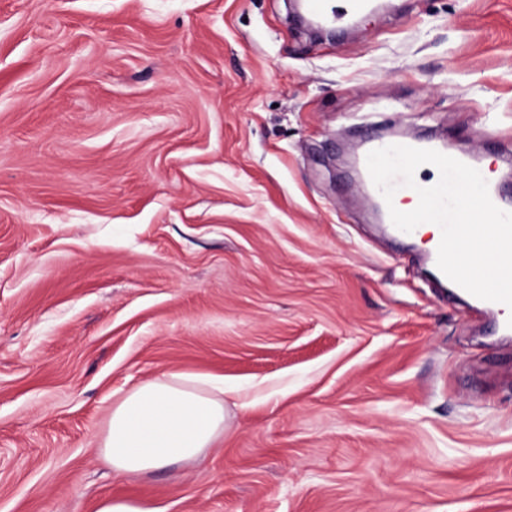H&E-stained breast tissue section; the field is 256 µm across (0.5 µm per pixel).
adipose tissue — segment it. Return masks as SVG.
Masks as SVG:
<instances>
[{
  "label": "adipose tissue",
  "instance_id": "1",
  "mask_svg": "<svg viewBox=\"0 0 512 512\" xmlns=\"http://www.w3.org/2000/svg\"><path fill=\"white\" fill-rule=\"evenodd\" d=\"M223 432V389L169 373L134 386L113 405L102 455L116 474H145L195 460Z\"/></svg>",
  "mask_w": 512,
  "mask_h": 512
}]
</instances>
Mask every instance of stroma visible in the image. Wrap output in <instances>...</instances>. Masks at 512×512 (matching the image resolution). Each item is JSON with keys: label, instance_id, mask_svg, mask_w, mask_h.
<instances>
[{"label": "stroma", "instance_id": "obj_1", "mask_svg": "<svg viewBox=\"0 0 512 512\" xmlns=\"http://www.w3.org/2000/svg\"><path fill=\"white\" fill-rule=\"evenodd\" d=\"M0 0V512H512V343L370 214L352 154L447 139L512 195V0ZM224 384L119 476L112 405ZM337 2H342L343 5L339 7ZM367 5L366 0H307L308 9L313 16L332 23L362 11ZM389 145H405V146H410V147H415V148H421V149H432V150H436L442 154H445V155H448V153H445L443 151H440L438 149H436L433 145H431L430 141L428 140H424V139H421V140H417V141H406V140H376V141H371L368 143V147H367V154L372 151V150H375V149H378V148H382V147H386V146H389ZM367 154L364 156L363 160H362V167H366L367 169V165H366V157H367ZM448 156H451L467 165H470L476 169H478L481 174L483 175V170L480 169L478 166H476L475 164H473L471 162V157L469 155V153L467 151H460L456 154H450ZM368 171V169H367ZM484 177V175H483ZM224 434V387L169 373L142 382L109 414L102 455L116 474L195 460ZM97 512H153L145 508L141 502L133 498L112 497L103 499Z\"/></svg>", "mask_w": 512, "mask_h": 512}]
</instances>
